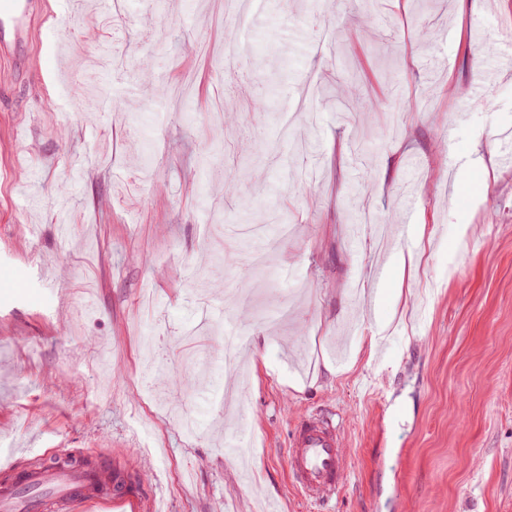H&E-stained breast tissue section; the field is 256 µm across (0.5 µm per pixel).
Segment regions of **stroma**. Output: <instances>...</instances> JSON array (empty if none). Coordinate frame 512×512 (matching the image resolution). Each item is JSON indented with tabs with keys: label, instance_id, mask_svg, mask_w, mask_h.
Returning a JSON list of instances; mask_svg holds the SVG:
<instances>
[{
	"label": "stroma",
	"instance_id": "1",
	"mask_svg": "<svg viewBox=\"0 0 512 512\" xmlns=\"http://www.w3.org/2000/svg\"><path fill=\"white\" fill-rule=\"evenodd\" d=\"M45 2L29 71L0 63V456L24 451L0 484L74 457L169 512H512V73L471 92L512 57L473 39L512 30V0H256L229 75L224 0ZM270 62L283 81L256 93ZM84 80L108 89L92 115ZM354 87L379 109L337 108ZM305 95L316 122L282 139ZM229 150L255 163L233 189ZM244 200L295 232L232 305ZM367 211L389 235L352 242ZM231 319L245 374L200 397ZM308 412L342 421L352 457L325 508L288 477ZM243 414L245 466L224 450Z\"/></svg>",
	"mask_w": 512,
	"mask_h": 512
}]
</instances>
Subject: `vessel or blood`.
I'll use <instances>...</instances> for the list:
<instances>
[{
    "mask_svg": "<svg viewBox=\"0 0 512 512\" xmlns=\"http://www.w3.org/2000/svg\"><path fill=\"white\" fill-rule=\"evenodd\" d=\"M45 10L44 0H0V62L26 69L33 33ZM292 485L308 501L325 505L344 490L352 469L343 428L328 417L308 414L297 422L287 452ZM26 487L52 489L50 500L34 499L19 505L14 489L0 490V512H90L100 508L130 507L132 512H164L157 494L135 499L122 486L106 489L105 479L95 468L36 471L25 477Z\"/></svg>",
    "mask_w": 512,
    "mask_h": 512,
    "instance_id": "1",
    "label": "vessel or blood"
}]
</instances>
